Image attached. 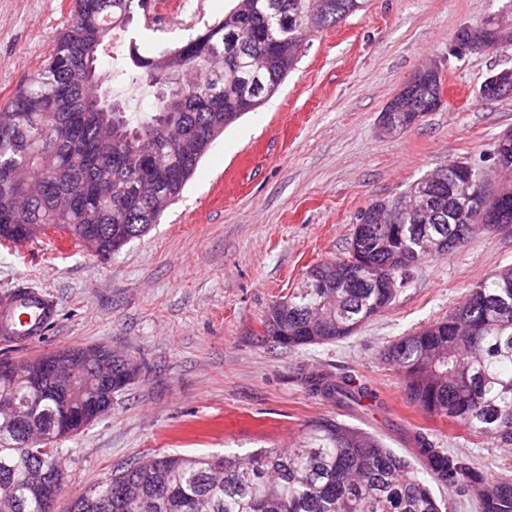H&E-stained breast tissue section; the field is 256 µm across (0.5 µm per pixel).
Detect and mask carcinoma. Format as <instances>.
Wrapping results in <instances>:
<instances>
[{"mask_svg":"<svg viewBox=\"0 0 512 512\" xmlns=\"http://www.w3.org/2000/svg\"><path fill=\"white\" fill-rule=\"evenodd\" d=\"M134 0H71V19L47 54L9 100L0 105V241L66 235L101 256L119 252L145 233L179 197L213 140L242 113L228 101L246 96L255 107L272 96L294 68L308 33L332 27L361 10L365 0H248L251 13L231 9L189 39L145 56L132 45L129 79L152 89V104L134 111L112 94L99 54L133 21ZM435 82L412 87L388 108L397 123L416 109L434 111ZM465 168H442L408 185L434 201L417 218L375 223V200L361 212L370 226L366 248L393 231L392 246L415 249L428 262L432 238L448 237V251L496 224H512V179L502 182L493 215L461 211ZM351 256L313 265L301 285L274 303L262 337L290 350L352 336L391 306L368 287L381 271L399 283L412 269L378 254L377 270L357 269L358 281L336 280ZM112 377L97 379L82 349L58 350L30 363L0 369V512H45L37 471L59 480L61 443L78 430L61 423L68 413L86 425L105 414L132 382L134 360L100 347ZM59 359L74 370L59 388L30 373ZM403 378L407 397L431 417L464 434L512 447V267L491 274L465 301L384 352ZM310 391L341 408L373 398L329 372L309 377ZM417 469L375 433L323 419L310 423L288 449L188 456L157 453L131 463L96 486L92 502L80 495L69 512H442L431 483L471 489L476 512H512V473L490 479L470 457L439 447L418 429L411 435Z\"/></svg>","mask_w":512,"mask_h":512,"instance_id":"obj_1","label":"carcinoma"}]
</instances>
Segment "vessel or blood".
Returning <instances> with one entry per match:
<instances>
[{"mask_svg":"<svg viewBox=\"0 0 512 512\" xmlns=\"http://www.w3.org/2000/svg\"><path fill=\"white\" fill-rule=\"evenodd\" d=\"M58 307L43 291L19 286L0 293V341L31 343L55 323Z\"/></svg>","mask_w":512,"mask_h":512,"instance_id":"b4317fda","label":"vessel or blood"}]
</instances>
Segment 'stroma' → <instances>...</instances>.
Here are the masks:
<instances>
[{"label": "stroma", "instance_id": "35a3bbf8", "mask_svg": "<svg viewBox=\"0 0 512 512\" xmlns=\"http://www.w3.org/2000/svg\"><path fill=\"white\" fill-rule=\"evenodd\" d=\"M190 19L139 16L101 57L113 91L150 102L124 73L130 41L153 52L223 18L237 0H192ZM71 0H0V101L41 64L70 20ZM491 16L512 20V0H367L333 27L310 33L294 69L256 111L227 127L179 200L146 234L110 258L74 240L0 243V292L24 283L58 303V317L27 346L0 344L23 362L104 344L141 365L111 409L65 442V487L56 512L116 470L155 453H245L293 446L312 421L334 418L377 433L411 456L407 429L496 475L512 450L472 444L448 421L409 403L383 350L462 303L475 284L512 266V228L490 229L450 255L417 266L382 315L351 337L289 350L262 341L268 308L300 286L307 268L342 257L358 215L437 167L491 169L499 135L512 131V95L482 99L493 73L512 69V43L462 57L458 29ZM442 69L445 99L420 123L384 136L381 112L422 65ZM327 369L387 401V413L350 412L305 384Z\"/></svg>", "mask_w": 512, "mask_h": 512}]
</instances>
